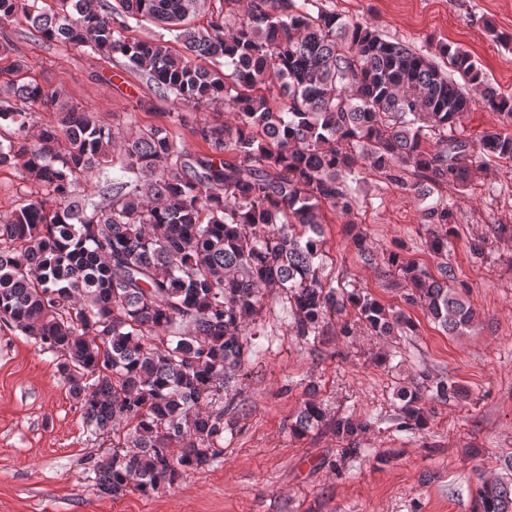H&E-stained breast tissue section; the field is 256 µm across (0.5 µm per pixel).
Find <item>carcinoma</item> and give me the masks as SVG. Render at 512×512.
<instances>
[{
  "label": "carcinoma",
  "mask_w": 512,
  "mask_h": 512,
  "mask_svg": "<svg viewBox=\"0 0 512 512\" xmlns=\"http://www.w3.org/2000/svg\"><path fill=\"white\" fill-rule=\"evenodd\" d=\"M95 2L0 0V56L15 51L6 29L22 17L47 41L122 56L164 100L194 112L222 101L233 115L190 126L211 150L199 156L166 125L115 128L64 101L27 79L19 55L0 68V121H10L0 126V168L19 165L34 185L0 213V323L56 356L87 431L112 440V453L87 464L98 492L116 498L148 495L223 456L224 417L237 409L224 386L248 355L265 296H286L288 327L307 343L349 308L377 336L410 326L403 312L322 276L324 206L353 210L355 156L426 196L467 187L482 158L511 163L512 135L493 128L473 148L456 135L472 99L436 62L318 0H224L225 14L202 27L192 19L208 0ZM133 20L172 38L133 40ZM438 54L512 122V97L468 53L441 44ZM41 111L59 118L34 139L29 120ZM115 165L132 177L92 201L95 173ZM423 221L449 227L454 204L437 201ZM382 273L451 336L477 317L446 261L436 278L391 252ZM427 397L464 393L422 376L402 395L399 428L425 425ZM323 422L307 402L291 430ZM369 426L336 418L342 457L362 453ZM505 464L504 476L479 479L472 512H512Z\"/></svg>",
  "instance_id": "1"
}]
</instances>
